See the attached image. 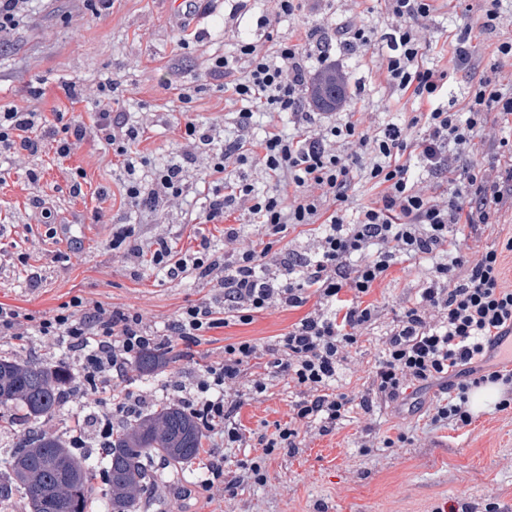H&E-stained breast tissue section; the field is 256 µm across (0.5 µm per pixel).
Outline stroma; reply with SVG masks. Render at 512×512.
Masks as SVG:
<instances>
[{
	"label": "stroma",
	"instance_id": "35a3bbf8",
	"mask_svg": "<svg viewBox=\"0 0 512 512\" xmlns=\"http://www.w3.org/2000/svg\"><path fill=\"white\" fill-rule=\"evenodd\" d=\"M266 0H203L190 18L180 14L179 0H33L29 18L0 52V111L69 112L91 122L98 110L99 88L111 83L112 106L126 112L142 137L137 149L147 160L144 178L171 154L188 156V183H196L208 156L184 135L187 119L227 122L236 106L224 95V81L212 78V58L232 52L239 31L259 44L296 38L304 27L325 25L343 15V0H307L301 16L267 23ZM186 26L187 45L173 32ZM345 66L353 81L364 83L354 108L372 121L390 120L398 112L416 111L415 103L397 99L372 78L365 56H349ZM73 83L79 99L65 96ZM188 91V102L179 94ZM38 183H31V173ZM81 195H73L74 180ZM122 158L93 135L73 142L67 156L46 145L37 153L0 154V302L36 316L52 314L80 297L139 309L155 330L186 305L216 298V284L194 278L163 281L147 269L151 246L165 239L174 251L194 249L208 237L216 254L224 252V227L200 224L187 198H167L137 213L128 251L113 249L112 227L128 212L123 194ZM498 224L474 231L458 228L466 244L484 247L512 236V199L497 205ZM139 255H131V248ZM40 281L30 285V273ZM426 273L425 264L396 265L367 295L379 316L343 362L335 388L370 395L372 372L396 315L413 306ZM302 310L272 308L250 324L229 325L202 343L200 356L215 360L227 344L249 339L267 345L287 333ZM195 370L181 359L158 373L132 371L134 389L148 405L179 403L178 382ZM492 399L474 411L471 425L454 429L432 426L429 408L440 397L437 386L408 389L403 400L374 402L371 411L353 408L335 431L319 434L311 427L295 448L264 456L266 483H244L234 498L206 497L192 475L201 471L194 459L187 476L164 474L148 512H437L448 501L483 512L495 497L512 512V407L500 410V386ZM300 390L286 379L270 380L265 393L245 397L238 421L245 434L271 433L288 421ZM396 447H384L386 438Z\"/></svg>",
	"mask_w": 512,
	"mask_h": 512
}]
</instances>
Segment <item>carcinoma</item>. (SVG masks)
Returning <instances> with one entry per match:
<instances>
[{"instance_id": "cac0c4a2", "label": "carcinoma", "mask_w": 512, "mask_h": 512, "mask_svg": "<svg viewBox=\"0 0 512 512\" xmlns=\"http://www.w3.org/2000/svg\"><path fill=\"white\" fill-rule=\"evenodd\" d=\"M336 73L325 74L313 91L325 109L336 105ZM170 352H150L135 360L143 374L172 362ZM77 393L74 375L64 362L18 361L0 357V430L11 427L22 412L38 421L59 414L64 400ZM205 433L198 419L175 404H161L112 431L98 451L104 481L94 484L96 467L55 433L33 432L0 456V504L20 494L27 512H137L159 478V466L181 470L203 448Z\"/></svg>"}]
</instances>
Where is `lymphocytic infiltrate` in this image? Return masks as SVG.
<instances>
[{
	"label": "lymphocytic infiltrate",
	"mask_w": 512,
	"mask_h": 512,
	"mask_svg": "<svg viewBox=\"0 0 512 512\" xmlns=\"http://www.w3.org/2000/svg\"><path fill=\"white\" fill-rule=\"evenodd\" d=\"M391 20L385 31L345 15L333 32L316 27L296 41L267 49L238 39L232 54L216 57L209 74L223 78L224 91L239 108L233 116L236 136L218 139L214 125L187 120L185 134L206 149L209 162L196 193L205 222L224 227L223 257L208 238L189 255L158 241L150 269L169 281L194 275L217 283L218 300L201 299L183 307L163 331H154L142 313L76 298L53 314L37 317L0 303L1 337H36L41 344L65 345L80 375L82 399L111 403L133 416L144 401L130 387L133 362L157 349L184 345L192 357L210 331L253 320L271 308L304 309L291 330L266 348L244 340L225 345L220 361L200 363L191 381L181 385L182 402L198 417L208 435L227 448H245L237 412L244 394H261L267 385L248 379L252 360L267 354L270 373L303 388L285 424L276 425L254 443L263 453L248 471L265 482V455L299 444L302 427L316 425L321 434L335 430L353 409L356 398L332 391L339 365L358 338L376 320L365 297L395 265L429 261L416 306L398 315L373 372L372 390L395 400L411 386L433 384L447 392L429 411L436 426L471 425L470 393L488 384L512 391V374L478 373L479 360L500 354L512 343V288L502 283L503 247L473 249L460 241V224L479 228L496 218L494 204L512 194V135L501 134L497 147L508 163L488 169L474 166L464 182L448 194L436 193L419 172L442 177L465 157L476 137L487 133V115L512 117V85L503 86L502 64L512 60V37L496 40L493 60L477 71L468 97L449 98L455 69L473 68L471 27L461 16L451 32L453 67L427 62V38L434 6L431 0H384ZM375 48L372 64L380 78L400 95L427 104L409 118L373 124L366 112L336 106L337 121L304 110L316 77L342 72V58ZM288 112L294 133L269 126L260 139L250 137L258 115ZM94 134L124 160L125 196L131 208L155 205L159 196L178 198L188 189L182 161H168L154 173L156 191L145 192L137 174V129L126 113L101 98L92 124L55 113L11 109L0 113V149L31 153L47 143L58 155L70 152L72 140ZM245 166L264 174L270 185L258 188L248 178L225 185L227 168ZM362 170L377 190L371 204L356 206L351 193L354 170ZM248 215L264 239L263 248L248 242L235 212ZM316 225L314 249L297 256L280 251L287 230Z\"/></svg>",
	"instance_id": "obj_1"
}]
</instances>
